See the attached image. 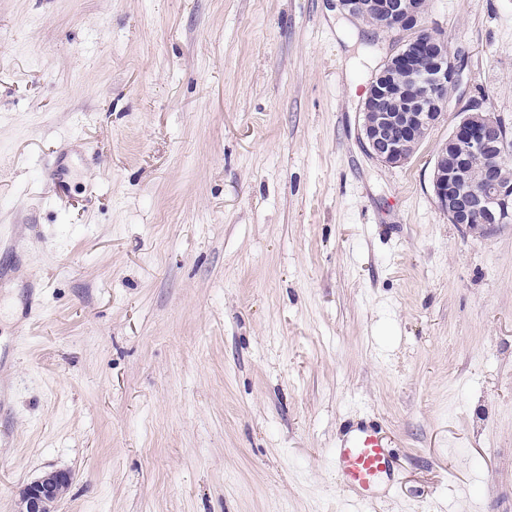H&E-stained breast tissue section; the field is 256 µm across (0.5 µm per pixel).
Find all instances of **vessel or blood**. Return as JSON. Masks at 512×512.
Wrapping results in <instances>:
<instances>
[{"label": "vessel or blood", "instance_id": "vessel-or-blood-1", "mask_svg": "<svg viewBox=\"0 0 512 512\" xmlns=\"http://www.w3.org/2000/svg\"><path fill=\"white\" fill-rule=\"evenodd\" d=\"M340 483L369 501L391 486L396 460L378 427L370 422L351 426L334 453Z\"/></svg>", "mask_w": 512, "mask_h": 512}]
</instances>
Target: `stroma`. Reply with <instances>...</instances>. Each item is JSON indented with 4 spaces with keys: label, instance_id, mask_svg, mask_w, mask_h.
Here are the masks:
<instances>
[{
    "label": "stroma",
    "instance_id": "stroma-1",
    "mask_svg": "<svg viewBox=\"0 0 512 512\" xmlns=\"http://www.w3.org/2000/svg\"><path fill=\"white\" fill-rule=\"evenodd\" d=\"M424 26L462 80L388 167L394 37L336 0H0V512L50 470L55 512H512V224L431 189L457 105L512 124V0ZM336 476L362 501H371L393 484L396 460L378 427L371 422L352 425L335 449Z\"/></svg>",
    "mask_w": 512,
    "mask_h": 512
}]
</instances>
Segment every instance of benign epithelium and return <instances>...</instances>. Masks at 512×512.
<instances>
[{
	"mask_svg": "<svg viewBox=\"0 0 512 512\" xmlns=\"http://www.w3.org/2000/svg\"><path fill=\"white\" fill-rule=\"evenodd\" d=\"M352 19L374 12L373 26L401 34L394 53L375 72L362 100L361 134L370 155L389 167L406 164L427 133L450 107L448 90L462 77L461 55L448 51V42L422 26L426 0H337ZM469 112L455 125L436 151L431 188L438 205L454 224L486 228L512 222V183L501 169L505 150L493 139L504 120L482 102L465 105ZM480 154L485 164L479 178L466 181L469 156ZM71 475L46 472L20 492L19 512H53Z\"/></svg>",
	"mask_w": 512,
	"mask_h": 512,
	"instance_id": "benign-epithelium-1",
	"label": "benign epithelium"
}]
</instances>
